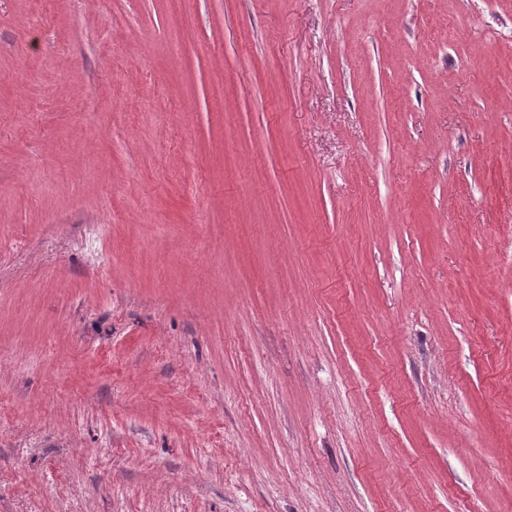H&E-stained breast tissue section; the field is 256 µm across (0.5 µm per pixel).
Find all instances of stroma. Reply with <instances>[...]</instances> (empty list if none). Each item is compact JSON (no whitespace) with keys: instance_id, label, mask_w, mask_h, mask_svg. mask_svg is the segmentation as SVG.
Returning a JSON list of instances; mask_svg holds the SVG:
<instances>
[{"instance_id":"stroma-1","label":"stroma","mask_w":512,"mask_h":512,"mask_svg":"<svg viewBox=\"0 0 512 512\" xmlns=\"http://www.w3.org/2000/svg\"><path fill=\"white\" fill-rule=\"evenodd\" d=\"M0 512H512V0H0Z\"/></svg>"}]
</instances>
